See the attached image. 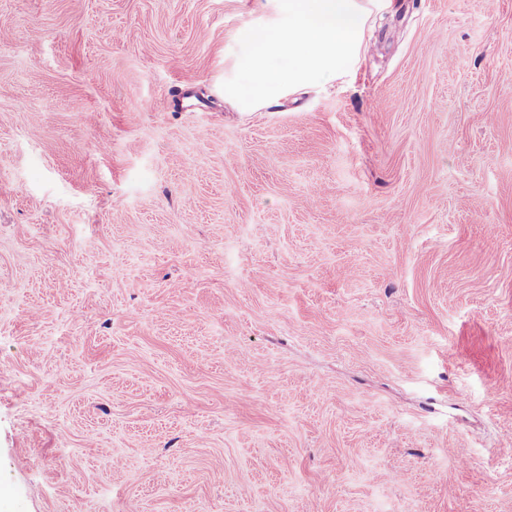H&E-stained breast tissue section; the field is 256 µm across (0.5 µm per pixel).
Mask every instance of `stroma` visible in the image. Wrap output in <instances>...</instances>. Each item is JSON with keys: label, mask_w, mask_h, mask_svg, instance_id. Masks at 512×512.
I'll return each mask as SVG.
<instances>
[{"label": "stroma", "mask_w": 512, "mask_h": 512, "mask_svg": "<svg viewBox=\"0 0 512 512\" xmlns=\"http://www.w3.org/2000/svg\"><path fill=\"white\" fill-rule=\"evenodd\" d=\"M257 20L0 0V512H512V0L241 112Z\"/></svg>", "instance_id": "1"}]
</instances>
